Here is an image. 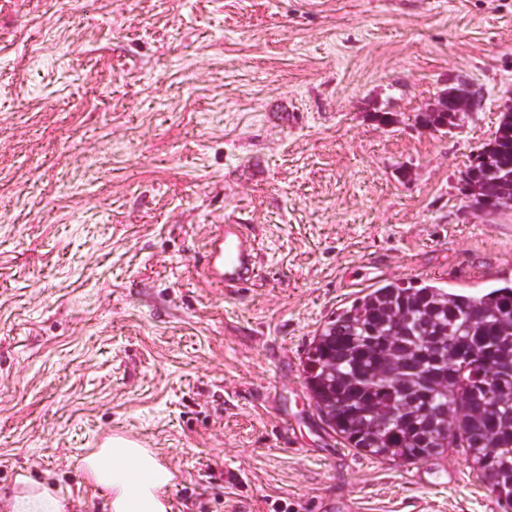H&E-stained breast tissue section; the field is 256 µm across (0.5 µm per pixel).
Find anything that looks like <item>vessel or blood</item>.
Here are the masks:
<instances>
[{
    "label": "vessel or blood",
    "mask_w": 512,
    "mask_h": 512,
    "mask_svg": "<svg viewBox=\"0 0 512 512\" xmlns=\"http://www.w3.org/2000/svg\"><path fill=\"white\" fill-rule=\"evenodd\" d=\"M258 248L245 225L224 224L209 241L204 273L215 285L238 287L252 283Z\"/></svg>",
    "instance_id": "b4317fda"
}]
</instances>
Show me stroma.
<instances>
[{"instance_id":"stroma-1","label":"stroma","mask_w":512,"mask_h":512,"mask_svg":"<svg viewBox=\"0 0 512 512\" xmlns=\"http://www.w3.org/2000/svg\"><path fill=\"white\" fill-rule=\"evenodd\" d=\"M482 88L445 132L438 93ZM512 100V0H0V487L123 430L170 512H503L463 449L346 446L306 351L371 283L512 279V209L461 174ZM252 285L206 281L225 220Z\"/></svg>"}]
</instances>
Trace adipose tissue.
<instances>
[{
    "instance_id": "adipose-tissue-1",
    "label": "adipose tissue",
    "mask_w": 512,
    "mask_h": 512,
    "mask_svg": "<svg viewBox=\"0 0 512 512\" xmlns=\"http://www.w3.org/2000/svg\"><path fill=\"white\" fill-rule=\"evenodd\" d=\"M89 480L112 493V512H166L163 493L172 483L171 471L138 443L113 439L87 459ZM0 512H66V495L52 480L18 477Z\"/></svg>"
}]
</instances>
